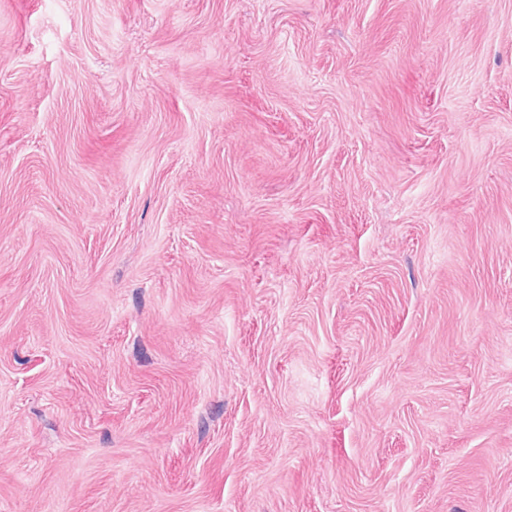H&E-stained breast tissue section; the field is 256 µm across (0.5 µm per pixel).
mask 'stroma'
<instances>
[{
    "instance_id": "35a3bbf8",
    "label": "stroma",
    "mask_w": 512,
    "mask_h": 512,
    "mask_svg": "<svg viewBox=\"0 0 512 512\" xmlns=\"http://www.w3.org/2000/svg\"><path fill=\"white\" fill-rule=\"evenodd\" d=\"M0 512H512V0H0Z\"/></svg>"
}]
</instances>
